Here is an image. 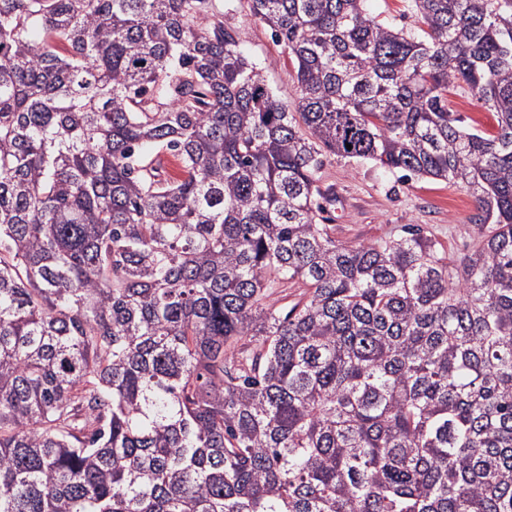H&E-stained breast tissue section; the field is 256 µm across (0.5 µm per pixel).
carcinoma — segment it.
Instances as JSON below:
<instances>
[{
    "label": "carcinoma",
    "mask_w": 512,
    "mask_h": 512,
    "mask_svg": "<svg viewBox=\"0 0 512 512\" xmlns=\"http://www.w3.org/2000/svg\"><path fill=\"white\" fill-rule=\"evenodd\" d=\"M248 2L292 105L219 0H0V512H512V0ZM329 156L470 253L337 242ZM224 26L241 34L245 55L262 68L270 88L292 103L296 90V74L287 50L276 41L270 30L250 13L247 0H223ZM410 5V0H368L367 2L369 10L374 15H378L379 19L397 27L414 30L417 19ZM448 102L454 112H461L465 118L476 120L483 128L493 130L495 120L491 112L487 111L467 93L454 89L448 94ZM371 162L331 156L321 170L320 185L330 190L324 202L336 240L353 245L402 234L417 225L441 243L450 256L461 257L473 246L476 224L472 198L444 181L402 178ZM400 177V178H399Z\"/></svg>",
    "instance_id": "carcinoma-1"
}]
</instances>
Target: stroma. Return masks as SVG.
Returning a JSON list of instances; mask_svg holds the SVG:
<instances>
[{
  "label": "stroma",
  "mask_w": 512,
  "mask_h": 512,
  "mask_svg": "<svg viewBox=\"0 0 512 512\" xmlns=\"http://www.w3.org/2000/svg\"><path fill=\"white\" fill-rule=\"evenodd\" d=\"M224 25L242 37L245 55L263 71L270 88L293 101L294 65L281 42L250 13L247 0H225ZM330 199L325 216L338 241L353 245L401 234L416 225L454 257L471 249L477 229L472 198L443 181L402 178L371 162L328 157L320 173Z\"/></svg>",
  "instance_id": "1"
}]
</instances>
